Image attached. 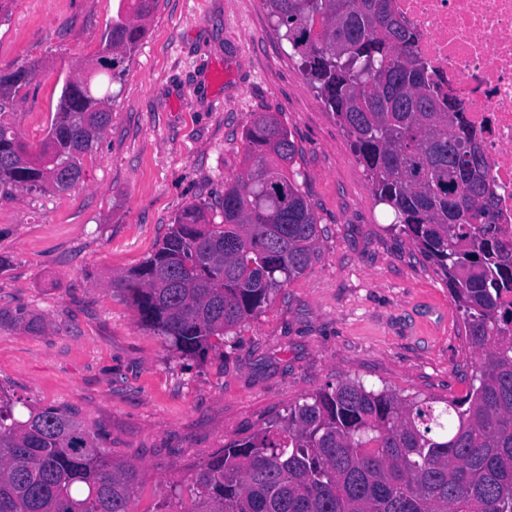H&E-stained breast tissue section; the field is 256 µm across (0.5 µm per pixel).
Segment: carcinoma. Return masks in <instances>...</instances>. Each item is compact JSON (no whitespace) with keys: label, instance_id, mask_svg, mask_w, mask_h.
<instances>
[{"label":"carcinoma","instance_id":"cac0c4a2","mask_svg":"<svg viewBox=\"0 0 512 512\" xmlns=\"http://www.w3.org/2000/svg\"><path fill=\"white\" fill-rule=\"evenodd\" d=\"M263 2L376 200L448 287L480 358L462 398L348 379L313 394L203 464L188 512H512V235L499 225L481 142L461 103L435 90L393 0ZM154 6L119 0L102 55L63 83L35 152L9 118L31 68L0 69L1 198L80 182ZM106 53L110 73L98 69ZM246 142L221 222L186 206L155 252L110 282L184 359H206L213 338L258 314L317 256L319 218L290 170L288 130L258 112ZM16 406L0 395V512H133L134 465L96 448L76 413Z\"/></svg>","mask_w":512,"mask_h":512}]
</instances>
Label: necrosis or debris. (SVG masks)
<instances>
[{
  "label": "necrosis or debris",
  "instance_id": "1",
  "mask_svg": "<svg viewBox=\"0 0 512 512\" xmlns=\"http://www.w3.org/2000/svg\"><path fill=\"white\" fill-rule=\"evenodd\" d=\"M416 33L444 95L456 97L477 131L499 199V223L512 232V0H395Z\"/></svg>",
  "mask_w": 512,
  "mask_h": 512
}]
</instances>
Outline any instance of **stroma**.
<instances>
[{"label": "stroma", "mask_w": 512, "mask_h": 512, "mask_svg": "<svg viewBox=\"0 0 512 512\" xmlns=\"http://www.w3.org/2000/svg\"><path fill=\"white\" fill-rule=\"evenodd\" d=\"M118 0H11L0 67L33 63L12 113L37 148L64 80L98 57ZM112 87L111 122L68 191L0 199V389L76 412L139 470L135 512H190L194 478L344 379L464 396L477 353L446 285L371 192L349 137L263 0H158ZM276 113L319 218L315 261L205 360L179 357L112 277L146 260L187 205L218 212L245 130Z\"/></svg>", "instance_id": "stroma-1"}]
</instances>
